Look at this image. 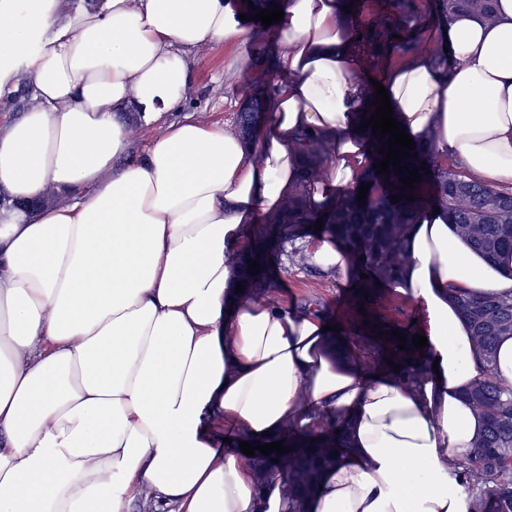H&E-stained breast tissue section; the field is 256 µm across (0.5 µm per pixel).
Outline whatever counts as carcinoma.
Returning a JSON list of instances; mask_svg holds the SVG:
<instances>
[{"label": "carcinoma", "mask_w": 512, "mask_h": 512, "mask_svg": "<svg viewBox=\"0 0 512 512\" xmlns=\"http://www.w3.org/2000/svg\"><path fill=\"white\" fill-rule=\"evenodd\" d=\"M437 17L446 19L459 12H469L485 22L495 18V0H434ZM417 0H379L376 13L365 24L356 26L352 36L355 48L362 53L367 71L379 69L390 55L401 58L414 55L417 44L409 37L412 27L422 22ZM253 92L244 101L237 126L239 135L249 139L261 114L269 111L272 90L247 79ZM303 151L299 174L301 189L294 191L282 210L265 217L269 232L288 231V240L295 241L314 234V225L323 219L319 235L333 237L350 250L360 289L347 303L343 315L337 318L335 339L351 343L359 328L369 329V339L354 360L364 359L368 369L383 366L407 386H421L428 372L429 360L412 344L413 329H401L406 336L405 349L392 336L391 324L382 316L372 315L380 294V285L402 277L406 263V238L412 215L419 201L391 202L400 193L417 195L421 183L431 180L435 201L448 212L456 224L459 236L489 259L512 252V189H491L467 176L456 167L439 161L432 145L415 143L417 156L405 157L402 164L412 168L426 162L428 170L420 171L421 181L411 189L401 186L396 167L378 174L371 170L364 182L371 183L366 200L358 201L353 190L314 210L307 204L305 187L315 180L331 152L328 138L316 132L303 131L297 136ZM258 262L260 272L251 275L249 269ZM241 268V298L272 301L274 288L265 264V237H260L249 253L238 255ZM448 295L471 328L473 354L479 377L467 393L474 410L483 417L485 428L473 448L462 459L451 458L460 485L470 494L472 512H512V381L501 378L494 368L497 342L502 336H512V292L505 295L474 297L462 288H451ZM364 307L368 316L359 312ZM400 365L398 372L392 366ZM283 445L288 452H267L271 462L265 464L260 451L242 455L245 464L258 479L272 473L281 474L296 492L285 497L287 512H308V503L319 490L324 473L333 468L340 455L350 449V436L345 424L334 415L321 418L320 425L309 432L285 430Z\"/></svg>", "instance_id": "carcinoma-1"}]
</instances>
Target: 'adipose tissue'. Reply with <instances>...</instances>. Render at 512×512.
<instances>
[{"mask_svg": "<svg viewBox=\"0 0 512 512\" xmlns=\"http://www.w3.org/2000/svg\"><path fill=\"white\" fill-rule=\"evenodd\" d=\"M279 3L271 112L247 142L186 112L190 53L253 39L229 0H0V100L29 94L0 120V512H129L147 492L176 512H287L281 478L258 486L239 444L323 411L349 420L353 451L309 512H471L448 457L484 422L448 289L511 291L512 254L488 259L447 213L416 215L391 288L429 317L439 373L417 390L341 359L322 317L236 298L235 254L298 182V132L332 141L312 207L368 164L342 0ZM442 28L445 56L385 71L393 115L469 177L510 185L512 0L494 23L459 13ZM52 191L62 203L24 209ZM306 254L353 272L338 240Z\"/></svg>", "mask_w": 512, "mask_h": 512, "instance_id": "ef3b65f1", "label": "adipose tissue"}]
</instances>
